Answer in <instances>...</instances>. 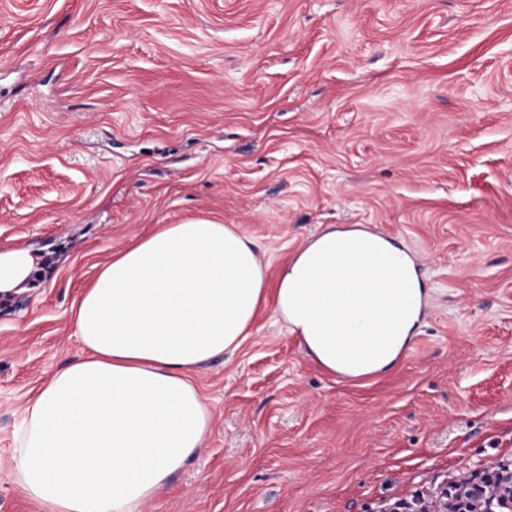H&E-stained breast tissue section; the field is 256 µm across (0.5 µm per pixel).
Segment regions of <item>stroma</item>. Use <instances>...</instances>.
I'll return each instance as SVG.
<instances>
[{"instance_id":"1","label":"stroma","mask_w":512,"mask_h":512,"mask_svg":"<svg viewBox=\"0 0 512 512\" xmlns=\"http://www.w3.org/2000/svg\"><path fill=\"white\" fill-rule=\"evenodd\" d=\"M233 224L276 279L324 227L426 288L391 370L316 366L263 306L193 375L205 451L144 512H391L512 463V0H0V512L73 309L161 224ZM34 259L24 248L0 252V290L18 285L29 273Z\"/></svg>"}]
</instances>
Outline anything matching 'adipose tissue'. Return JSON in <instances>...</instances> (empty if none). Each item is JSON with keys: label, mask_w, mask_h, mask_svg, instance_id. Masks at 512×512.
Here are the masks:
<instances>
[{"label": "adipose tissue", "mask_w": 512, "mask_h": 512, "mask_svg": "<svg viewBox=\"0 0 512 512\" xmlns=\"http://www.w3.org/2000/svg\"><path fill=\"white\" fill-rule=\"evenodd\" d=\"M267 268L252 239L206 218L160 225L113 254L74 307L84 357L23 409L16 488L42 512H143L206 448L213 413L193 373L237 351L262 305L317 366L350 377L392 369L414 336L423 283L384 237L331 228L298 249L275 286Z\"/></svg>", "instance_id": "obj_1"}]
</instances>
